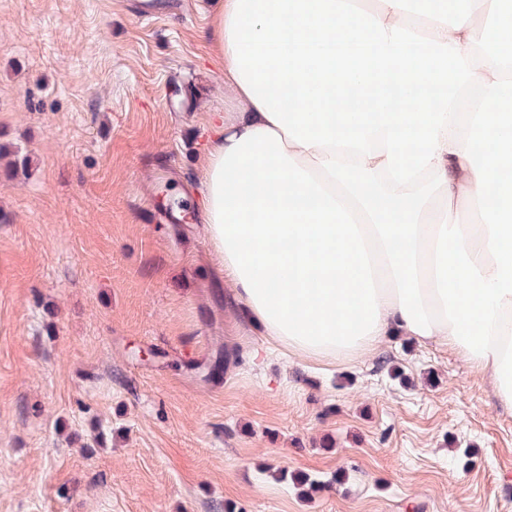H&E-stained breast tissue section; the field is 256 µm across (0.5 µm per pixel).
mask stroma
<instances>
[{"label": "stroma", "instance_id": "1", "mask_svg": "<svg viewBox=\"0 0 512 512\" xmlns=\"http://www.w3.org/2000/svg\"><path fill=\"white\" fill-rule=\"evenodd\" d=\"M199 2L0 0V512H512V414L462 356L299 360L236 303Z\"/></svg>", "mask_w": 512, "mask_h": 512}]
</instances>
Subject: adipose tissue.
I'll list each match as a JSON object with an SVG mask.
<instances>
[{"mask_svg": "<svg viewBox=\"0 0 512 512\" xmlns=\"http://www.w3.org/2000/svg\"><path fill=\"white\" fill-rule=\"evenodd\" d=\"M473 9L484 29L448 0H220L202 218L295 356L439 343L512 413V13Z\"/></svg>", "mask_w": 512, "mask_h": 512, "instance_id": "ef3b65f1", "label": "adipose tissue"}]
</instances>
